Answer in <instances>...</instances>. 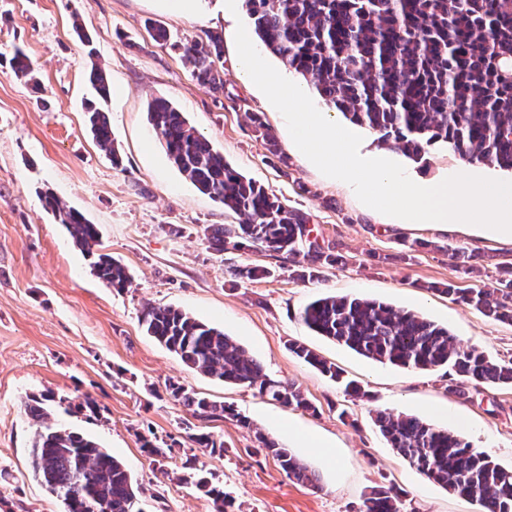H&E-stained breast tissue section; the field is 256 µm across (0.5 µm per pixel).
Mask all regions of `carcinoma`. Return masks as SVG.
<instances>
[{"label":"carcinoma","instance_id":"carcinoma-1","mask_svg":"<svg viewBox=\"0 0 512 512\" xmlns=\"http://www.w3.org/2000/svg\"><path fill=\"white\" fill-rule=\"evenodd\" d=\"M260 42L288 69L314 87L324 104L352 123L379 134L391 150L418 158L442 142L468 163L512 171V0H245ZM222 40L211 35L186 53L196 81L224 90L216 63ZM15 74L37 84L33 63L18 50L11 58ZM89 82L99 99L110 96L105 70L94 63ZM90 132L115 167L122 158L106 113L97 102L85 105ZM152 131L179 172L201 193L224 206L231 224L206 228L208 247L217 253L260 251L300 280L317 281L322 269L343 261L336 243L306 246L313 228L308 215L289 207L247 178L224 154L190 125L164 97L147 106ZM269 154L283 165L275 135L258 114L249 115ZM46 208L87 253L99 243L97 225L52 194ZM408 252L432 248L464 271L477 255L433 241L402 242ZM94 274L108 288L131 283L127 269L106 253L96 254ZM238 280L272 274L268 267L242 263L230 268ZM440 292L457 303L512 324V270L490 288L450 284ZM313 332L354 352L404 368L433 371L451 367L477 385L512 387V359H489L475 349L456 346L448 328L412 312L364 298L322 296L298 311ZM147 335L175 353L192 371L228 385L254 389L286 407L313 409L295 384L270 377L223 329L171 306L150 305L140 316ZM297 358L337 382L341 371L303 344L292 342ZM172 397L192 417L208 422H250L226 404H216L183 385H168ZM52 393L32 395L24 411L39 426L30 449L34 478L60 499L64 512H142L123 463L94 439L53 422ZM374 423L391 448L427 478L448 491L477 502L482 512H512V469L495 464L454 433L412 415L376 412ZM256 439L291 480L315 484V473L289 449L260 431ZM209 454H223L224 442L201 432L189 436ZM194 485L224 512V490L200 473ZM358 512H402L400 495L380 486Z\"/></svg>","mask_w":512,"mask_h":512}]
</instances>
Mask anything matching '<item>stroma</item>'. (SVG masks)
I'll list each match as a JSON object with an SVG mask.
<instances>
[{
	"label": "stroma",
	"mask_w": 512,
	"mask_h": 512,
	"mask_svg": "<svg viewBox=\"0 0 512 512\" xmlns=\"http://www.w3.org/2000/svg\"><path fill=\"white\" fill-rule=\"evenodd\" d=\"M244 0L235 12L220 0H199L183 14L163 0H0V512H63L33 477L29 451L37 426L24 413L29 395L53 393L57 422L94 438L131 474L144 512H213L211 501L183 483L195 459L223 488L229 512H357L373 488L401 494L403 512H481L477 503L428 480L383 439L375 410L422 417L512 468V388H488L466 401L447 390L439 371L382 364L317 335L295 313L321 295L376 300L446 326L458 345L494 358H512V325L439 294L444 284L487 288L512 264V241L479 227L411 224L363 205L346 183L324 176L288 144V129L249 77L235 46ZM81 22L92 42L74 32ZM166 28L172 45L156 42L147 23ZM220 36L223 92L192 78L184 47ZM21 49L39 72L38 88L8 64ZM105 69L112 94L102 108L122 157L114 167L88 131L84 100L91 64ZM156 96L173 102L227 162L285 204L302 209L315 232L336 241L344 264L303 282L289 271L233 281L231 265L271 266L258 251L217 253L205 230L224 223V207L200 193L168 159L147 121ZM258 113L276 136L287 167H280L249 119ZM362 150L388 153L405 169L430 178L459 167L458 156L437 142L421 160L385 151L376 134L360 128ZM97 224L99 252L130 273L128 288L105 287L93 261L45 209L44 192ZM426 239L475 253L470 273L455 271L444 253L402 254L401 241ZM148 305H166L224 329L268 375L295 382L314 411L294 410L253 389L224 384L186 368L147 336L139 318ZM298 342L356 381L363 397L288 350ZM175 381L209 400L233 405L249 422H201L166 389ZM447 415H437V407ZM262 430L301 458L318 481L288 479L265 451ZM207 432L224 443L209 455L190 434ZM325 447H306L301 435ZM171 445L166 457L149 455L144 440Z\"/></svg>",
	"instance_id": "35a3bbf8"
}]
</instances>
